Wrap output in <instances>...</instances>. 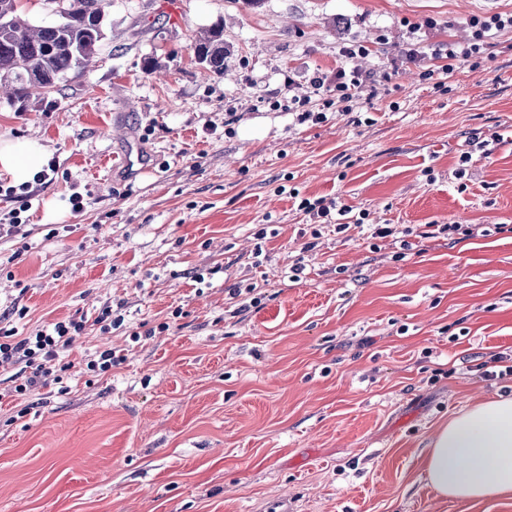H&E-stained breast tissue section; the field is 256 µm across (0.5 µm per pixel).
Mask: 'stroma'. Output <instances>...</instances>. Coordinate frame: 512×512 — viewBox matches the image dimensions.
I'll list each match as a JSON object with an SVG mask.
<instances>
[{
    "instance_id": "stroma-1",
    "label": "stroma",
    "mask_w": 512,
    "mask_h": 512,
    "mask_svg": "<svg viewBox=\"0 0 512 512\" xmlns=\"http://www.w3.org/2000/svg\"><path fill=\"white\" fill-rule=\"evenodd\" d=\"M173 7L112 0L92 66L0 101V139L57 164L0 235V315L21 337L89 322L50 361L60 380L20 396L28 368L0 366V512H512V494L444 499L424 474L442 423L512 397V29L444 92L405 55L467 43L472 17L512 0ZM214 26L221 77L191 50ZM352 43L367 55L341 57ZM342 66L391 79L296 124L288 100L321 108L311 81ZM491 131L505 142L456 179L469 134ZM128 151L147 170L107 169ZM302 197L368 223L313 224ZM373 224L394 233L371 242ZM433 224L483 232L455 243ZM118 302L122 327L94 326ZM107 348L119 363L87 371Z\"/></svg>"
}]
</instances>
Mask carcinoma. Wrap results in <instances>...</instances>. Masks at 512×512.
Segmentation results:
<instances>
[{
    "label": "carcinoma",
    "instance_id": "1",
    "mask_svg": "<svg viewBox=\"0 0 512 512\" xmlns=\"http://www.w3.org/2000/svg\"><path fill=\"white\" fill-rule=\"evenodd\" d=\"M19 0H0V91L7 101L21 102L32 91L48 94L69 73L83 69L104 38L106 9L111 0H59L65 18L49 26L21 20ZM195 63L224 75L223 31L212 28L191 45Z\"/></svg>",
    "mask_w": 512,
    "mask_h": 512
}]
</instances>
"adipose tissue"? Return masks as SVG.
<instances>
[{
  "label": "adipose tissue",
  "instance_id": "1",
  "mask_svg": "<svg viewBox=\"0 0 512 512\" xmlns=\"http://www.w3.org/2000/svg\"><path fill=\"white\" fill-rule=\"evenodd\" d=\"M44 164L39 141H0V170L15 182L31 181ZM425 470L429 485L444 498L512 494V399L477 404L450 419L430 440Z\"/></svg>",
  "mask_w": 512,
  "mask_h": 512
}]
</instances>
